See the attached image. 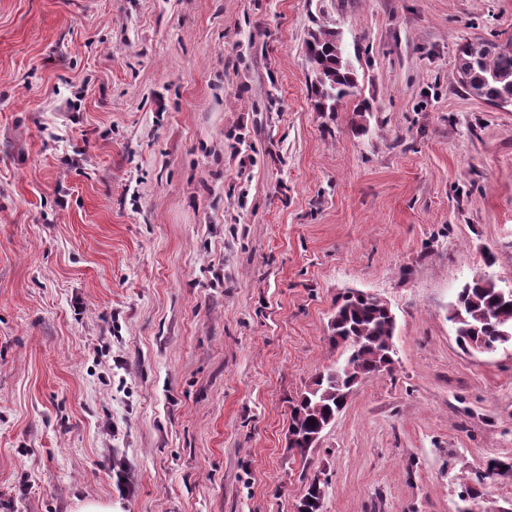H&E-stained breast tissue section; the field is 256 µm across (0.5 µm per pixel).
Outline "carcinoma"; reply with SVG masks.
Wrapping results in <instances>:
<instances>
[{"label": "carcinoma", "instance_id": "obj_1", "mask_svg": "<svg viewBox=\"0 0 512 512\" xmlns=\"http://www.w3.org/2000/svg\"><path fill=\"white\" fill-rule=\"evenodd\" d=\"M306 53L314 73L311 93L320 112H334L339 102L355 94L356 79L343 57L339 35L323 30L311 35ZM457 69L461 85L470 94L492 103H512V51L480 41L460 51ZM448 320L456 328L463 349L493 351L512 342V298L483 277H474L457 293ZM330 341L346 346L348 355L319 373L292 407L288 433L290 447L306 451V439L332 424L344 409V392L364 378L385 369L395 347L396 318L378 297L348 291L338 298L332 315ZM508 332L504 337L502 332ZM322 488L311 482L303 498L310 512H319Z\"/></svg>", "mask_w": 512, "mask_h": 512}]
</instances>
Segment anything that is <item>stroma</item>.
I'll return each mask as SVG.
<instances>
[{
	"instance_id": "obj_1",
	"label": "stroma",
	"mask_w": 512,
	"mask_h": 512,
	"mask_svg": "<svg viewBox=\"0 0 512 512\" xmlns=\"http://www.w3.org/2000/svg\"><path fill=\"white\" fill-rule=\"evenodd\" d=\"M319 28L357 73L333 113ZM474 41L512 49V0H0V512H295L315 479L322 512H459L512 462V345L448 319L512 288V104L461 86ZM350 290L395 364L301 455ZM306 53L315 78L311 82V93L316 109L336 112L338 103L354 95L357 88L350 65L343 57L339 35L327 30L311 35ZM507 292L484 276L472 278L459 290L448 319L463 349L493 351L512 342V298Z\"/></svg>"
}]
</instances>
